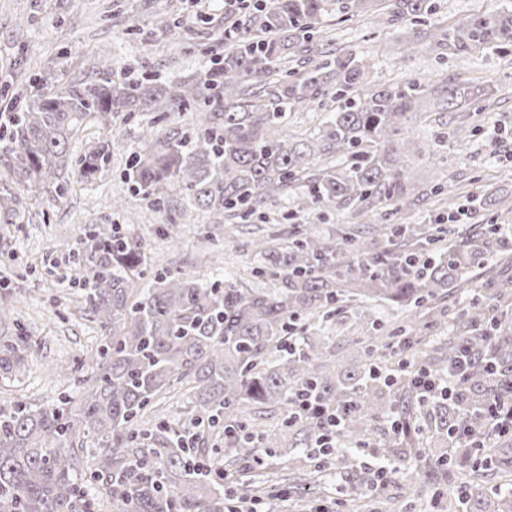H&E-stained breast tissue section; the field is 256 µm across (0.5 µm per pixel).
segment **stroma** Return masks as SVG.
Here are the masks:
<instances>
[{
  "instance_id": "obj_1",
  "label": "stroma",
  "mask_w": 512,
  "mask_h": 512,
  "mask_svg": "<svg viewBox=\"0 0 512 512\" xmlns=\"http://www.w3.org/2000/svg\"><path fill=\"white\" fill-rule=\"evenodd\" d=\"M170 20L163 28L162 20ZM327 27L337 45L358 48L371 84L391 85L418 80L429 85L457 77L493 87L480 111L448 114L425 98L413 122L415 151L408 159L412 181L425 183L441 176L457 188L456 203L469 210L471 198L487 185L512 187V56L476 49L457 55L432 47L410 54L411 26L383 24L373 16ZM224 0H0V109L33 92L37 78L60 84L90 81L95 58L109 52L112 68H129L159 80H185L208 63L209 52L224 50ZM144 117L116 122L111 132L112 161L94 183L66 173L65 190L47 185L23 191L25 220L0 226V279L10 282L9 295L0 294L21 322L37 350L27 370L0 378V404L26 400L36 406L55 402L63 386L50 374L51 365L75 363L81 374L96 371L91 357L102 336L84 311L82 290L74 267L61 266L56 277L43 280L47 261L61 256L92 224H119L139 237L149 263L192 272L202 279L240 275L253 262L250 243L264 219L278 220L279 231L290 224L283 216L293 207V194H276L264 219L241 224L237 236L222 242L224 227L207 213L191 212L179 241L171 242L156 229L179 209V199L160 208L128 193L123 173L138 143ZM462 128L466 149L449 147L440 157L429 156L430 138L443 129ZM125 197V210L112 200ZM438 480L426 490L400 481L381 492L377 512H431L433 498L447 489Z\"/></svg>"
}]
</instances>
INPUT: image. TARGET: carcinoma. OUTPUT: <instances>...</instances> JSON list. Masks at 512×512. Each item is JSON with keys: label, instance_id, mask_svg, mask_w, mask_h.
<instances>
[{"label": "carcinoma", "instance_id": "1", "mask_svg": "<svg viewBox=\"0 0 512 512\" xmlns=\"http://www.w3.org/2000/svg\"><path fill=\"white\" fill-rule=\"evenodd\" d=\"M437 0H268L224 24V53L192 82L115 75L104 59L91 82L20 100L0 126L7 143L0 179V224H21L19 189L52 185L74 167L85 182L112 160V139L72 156L77 134L111 131L121 116L155 120L139 132L125 180L131 193L183 200L182 215L211 223L245 220L297 186L293 220L311 210L354 206L361 224L325 233L298 224L288 242L265 234L253 243L249 277L202 282L146 261L144 244L116 224H95L71 262L88 311L103 331L92 381L76 399L62 395L34 408L0 406V512H95L86 484H99L112 512H245L224 474L255 476L266 512L279 495L261 475L268 458L291 480L324 472L346 448L366 443L368 423L391 419L387 475L393 479L454 473L456 455L473 458L469 478L448 497V512H512V490L484 485L512 472V446L483 416L498 397L512 399V228L391 224L426 200L442 208L454 187L407 178L410 125L429 87L408 80L370 87L356 49L336 48L324 19L342 23L367 12L428 26ZM423 36L466 54L491 47L512 55V8L473 14L448 31ZM439 109L456 112L490 95L487 86L448 79L434 90ZM336 104L308 134L289 129L295 112ZM193 108L188 134L155 121ZM456 235L448 244V234ZM151 279L137 291V281ZM453 298L459 310L446 317ZM352 306L400 313L391 327L371 316L361 325L358 357L336 369L324 334ZM35 354L16 327L0 336V376L20 375ZM469 358L452 395L423 396L422 374L443 375ZM176 384L187 386L189 417L179 424L144 418ZM302 396L336 413L321 428L298 410ZM280 409L283 428L267 435L246 414ZM224 447L207 448L213 434ZM94 448L81 475L85 445ZM223 465L213 466L210 457Z\"/></svg>", "mask_w": 512, "mask_h": 512}]
</instances>
